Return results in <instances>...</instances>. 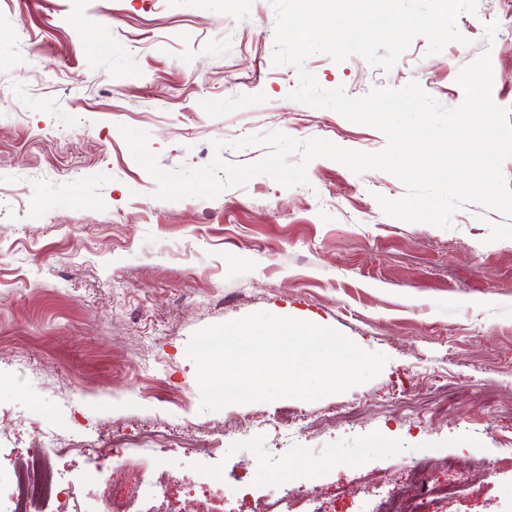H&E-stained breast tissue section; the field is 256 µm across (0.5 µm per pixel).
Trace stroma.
<instances>
[{
	"label": "stroma",
	"instance_id": "1",
	"mask_svg": "<svg viewBox=\"0 0 512 512\" xmlns=\"http://www.w3.org/2000/svg\"><path fill=\"white\" fill-rule=\"evenodd\" d=\"M275 28L270 0H0V185L26 173L35 199L0 212V476L38 433L82 432L93 449L67 470L145 512L189 496L198 512H296L298 492L375 512L423 460L426 479L466 487L445 512H512L511 468L477 482L467 468L512 446V219L468 203L447 230L407 223L378 203L403 196L397 178L327 158L305 186L260 175L159 200L118 130L148 131L168 170L257 161L268 146L233 143L271 130L382 150L377 129L289 100L299 76L274 65ZM457 28L471 46L430 56L418 37L388 70L320 53L305 67L355 97L415 80L453 108L460 68L487 52L512 111V0H477ZM256 312L314 319L388 361L317 401L201 411L192 334ZM161 428L183 437L138 449L144 469L103 451Z\"/></svg>",
	"mask_w": 512,
	"mask_h": 512
}]
</instances>
